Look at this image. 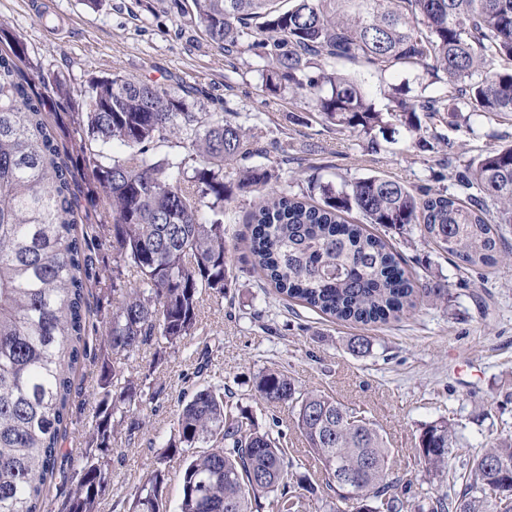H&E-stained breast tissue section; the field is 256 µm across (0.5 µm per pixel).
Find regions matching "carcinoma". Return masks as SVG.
Returning a JSON list of instances; mask_svg holds the SVG:
<instances>
[{
  "instance_id": "obj_1",
  "label": "carcinoma",
  "mask_w": 512,
  "mask_h": 512,
  "mask_svg": "<svg viewBox=\"0 0 512 512\" xmlns=\"http://www.w3.org/2000/svg\"><path fill=\"white\" fill-rule=\"evenodd\" d=\"M211 42L234 57L262 63L268 91L288 92L322 121L373 141L400 123L420 130L430 119L512 116V0H174ZM21 41L0 52V512H54L45 495L54 478L74 485L67 512H97L112 481V432L134 404L155 393L126 374L123 363L151 343L177 346L197 329L203 297L228 288L232 256L224 213L232 187L254 189L248 215L253 271L276 292L340 321L398 320L417 296L448 299V281L411 279L401 255L367 230L416 228L457 269L493 267L512 256L498 224H512V144L488 148L455 173L460 193L384 177H356L336 187L315 181L321 202L286 189L266 191L262 164L234 169L241 158L269 154L257 127L224 111L199 127L191 107L202 93L179 81L150 83L110 74L71 90L60 77L26 73ZM349 62L381 75L423 68L429 85L392 87L385 110L363 85L336 70ZM75 115L72 148L104 194L84 208L67 152L46 109ZM188 154L153 153L171 137ZM117 144L123 157L96 146ZM357 211L362 223L343 214ZM84 231L77 232V224ZM112 254L107 309H91L87 284L93 255ZM101 333L88 448L75 457L61 445L73 418V373L89 359V330ZM255 391L286 407L307 452L332 492L301 460L289 457L272 426L235 412L203 387L181 401L166 448L188 453L176 512H494L483 487L512 496V435L487 441L458 467L453 424H429L419 460L448 479L449 491L424 506L391 465V449L364 412L321 391H304L281 371L258 375ZM207 445L204 451L197 450ZM165 473L157 468L137 488L133 512H167Z\"/></svg>"
}]
</instances>
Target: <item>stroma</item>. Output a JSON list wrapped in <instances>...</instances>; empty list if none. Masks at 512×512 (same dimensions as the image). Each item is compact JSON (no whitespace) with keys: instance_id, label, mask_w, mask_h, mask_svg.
Instances as JSON below:
<instances>
[{"instance_id":"stroma-1","label":"stroma","mask_w":512,"mask_h":512,"mask_svg":"<svg viewBox=\"0 0 512 512\" xmlns=\"http://www.w3.org/2000/svg\"><path fill=\"white\" fill-rule=\"evenodd\" d=\"M16 38L32 65L76 88L109 73L159 83L173 78L203 88L195 106L202 123L229 107L262 127L272 145L266 164L276 174L270 183L275 190L305 195L311 179L338 185L365 175H385L412 189L449 188L470 159L512 143L511 117L468 128L438 123L370 147L299 101L265 90L257 57L245 53L229 61L173 11L171 0H102L95 10L84 0H0V50ZM435 134L444 144L425 150L423 141ZM255 199L252 192L236 193L224 216L234 281L225 294L206 296L195 335L162 353L146 346L127 361L128 374L145 380L155 399L138 416L141 429H115L112 481L100 495L98 512H129L136 487L158 467L166 471V505L175 512L186 458L165 443L179 398L207 385L223 389L226 401L260 426L279 417L286 452L305 456L290 412L264 404L255 391L257 376L267 370L365 410L387 439L396 476L420 500L446 489L418 459L425 425L453 419L460 461L486 439L512 433V262L460 272L417 232L373 226L410 274L447 279L448 300L420 297L412 313L386 325L338 322L286 300L253 272L247 217ZM356 336L370 338V354L351 351Z\"/></svg>"}]
</instances>
